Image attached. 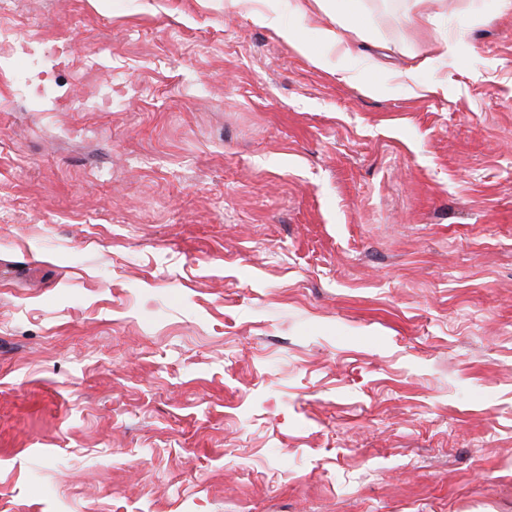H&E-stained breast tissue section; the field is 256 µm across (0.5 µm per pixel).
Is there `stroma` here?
<instances>
[{
    "label": "stroma",
    "mask_w": 512,
    "mask_h": 512,
    "mask_svg": "<svg viewBox=\"0 0 512 512\" xmlns=\"http://www.w3.org/2000/svg\"><path fill=\"white\" fill-rule=\"evenodd\" d=\"M292 3L0 11V512H512V12ZM342 2L340 7H336V17H331L333 26L321 30V42L327 48L336 49V52L343 55L352 52L347 33L354 32L357 25H364L365 13L361 0Z\"/></svg>",
    "instance_id": "1"
}]
</instances>
